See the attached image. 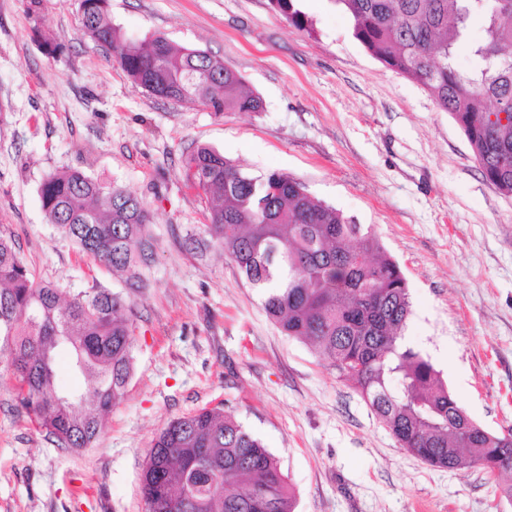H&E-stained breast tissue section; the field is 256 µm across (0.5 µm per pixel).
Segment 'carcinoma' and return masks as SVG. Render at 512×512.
I'll return each mask as SVG.
<instances>
[{
	"label": "carcinoma",
	"instance_id": "obj_1",
	"mask_svg": "<svg viewBox=\"0 0 512 512\" xmlns=\"http://www.w3.org/2000/svg\"><path fill=\"white\" fill-rule=\"evenodd\" d=\"M378 61L421 85L460 125L485 181L512 194V0H335ZM298 30L312 24L299 0H270ZM87 37L151 95L199 103L218 117L261 112L243 78L206 51L163 34L132 41L109 0H81ZM484 36L469 41L474 15ZM469 50L461 71L455 54ZM186 180L210 202L209 246L265 290L263 308L287 335L310 343L338 378L414 456L449 470L512 474V441L485 434L459 406L432 362L404 344L407 280L370 227L314 200L298 180L252 176L204 146L182 153ZM47 223L94 261L126 277L127 291L98 285L72 296L36 280L0 234V354L16 400L44 436L79 451L97 438L125 396L133 370V302L140 270L155 258L152 217L137 196L80 170L40 186ZM70 355L84 391L56 382ZM145 512H295L278 458L218 406L173 419L152 440L142 473Z\"/></svg>",
	"mask_w": 512,
	"mask_h": 512
}]
</instances>
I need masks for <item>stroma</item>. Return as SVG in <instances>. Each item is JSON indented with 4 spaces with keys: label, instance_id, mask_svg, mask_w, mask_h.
Listing matches in <instances>:
<instances>
[{
    "label": "stroma",
    "instance_id": "1",
    "mask_svg": "<svg viewBox=\"0 0 512 512\" xmlns=\"http://www.w3.org/2000/svg\"><path fill=\"white\" fill-rule=\"evenodd\" d=\"M314 31L269 0H110L133 39L154 32L224 59L264 104L217 117L133 83L82 31L81 0H0V233L72 295L120 277L48 224L39 187L79 169L140 197L155 260L134 293L133 373L92 445L45 440L0 363V512H144L141 473L171 420L223 406L279 459L296 512H512L499 477L408 454L264 292L215 251L190 254L209 203L181 154L208 146L285 173L371 226L408 282L407 346L476 424L512 429V196L486 183L455 119L371 56L334 0H300Z\"/></svg>",
    "mask_w": 512,
    "mask_h": 512
}]
</instances>
